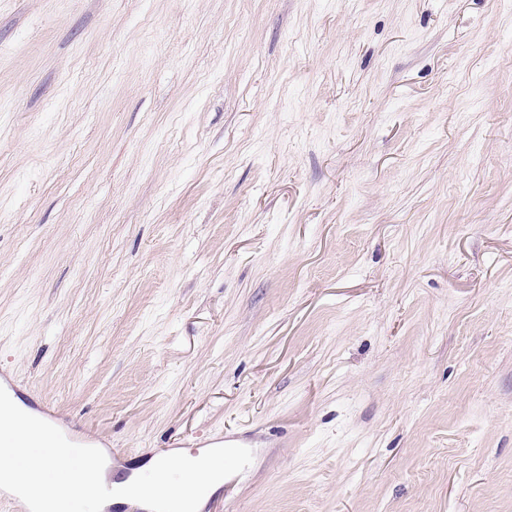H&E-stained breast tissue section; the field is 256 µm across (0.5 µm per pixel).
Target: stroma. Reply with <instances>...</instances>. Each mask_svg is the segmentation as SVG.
<instances>
[{"mask_svg":"<svg viewBox=\"0 0 512 512\" xmlns=\"http://www.w3.org/2000/svg\"><path fill=\"white\" fill-rule=\"evenodd\" d=\"M202 512H512V0H0V374Z\"/></svg>","mask_w":512,"mask_h":512,"instance_id":"stroma-1","label":"stroma"}]
</instances>
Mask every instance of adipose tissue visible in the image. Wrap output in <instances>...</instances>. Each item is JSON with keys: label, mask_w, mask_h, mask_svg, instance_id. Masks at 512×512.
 Returning a JSON list of instances; mask_svg holds the SVG:
<instances>
[{"label": "adipose tissue", "mask_w": 512, "mask_h": 512, "mask_svg": "<svg viewBox=\"0 0 512 512\" xmlns=\"http://www.w3.org/2000/svg\"><path fill=\"white\" fill-rule=\"evenodd\" d=\"M99 461L78 483L65 481L67 470L64 455L56 454L50 460L32 455L28 460L0 453V490L18 501L22 512H69L74 501L88 504L92 512H108L109 508L136 506L143 512H160L163 505L161 493L185 477H193L198 493L189 512H202L207 501L218 492L224 481L210 451L198 453L179 451L163 458H153L131 473H124L112 466L105 449H98ZM51 463L57 474V487L43 492L40 501H32L26 490L18 485L19 471L38 476L44 463Z\"/></svg>", "instance_id": "ef3b65f1"}]
</instances>
